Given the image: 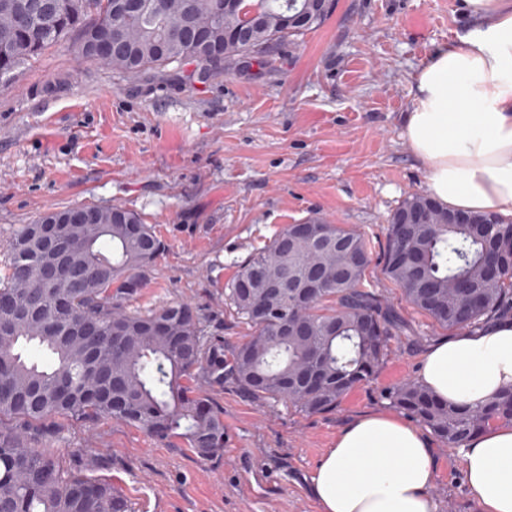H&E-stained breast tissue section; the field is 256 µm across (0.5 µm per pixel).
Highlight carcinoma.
Here are the masks:
<instances>
[{
  "label": "carcinoma",
  "mask_w": 512,
  "mask_h": 512,
  "mask_svg": "<svg viewBox=\"0 0 512 512\" xmlns=\"http://www.w3.org/2000/svg\"><path fill=\"white\" fill-rule=\"evenodd\" d=\"M0 0V83L29 59L77 33V57L133 77L180 69L204 80L240 63H271L290 38L320 27L323 0ZM199 27L204 41L193 39ZM96 220L64 224L56 238L21 224L3 252L0 280V512H133L108 481L76 472L33 447L46 422L116 419L160 443L182 440L211 458L224 449V411L211 393L232 386L253 401L304 414L336 410L383 364L397 311L365 287L366 238L310 217L290 224L240 265L226 305L252 334L226 346L206 336L193 308L146 313L129 302L165 246L139 213L99 207ZM497 254L500 271L486 265ZM382 271L413 307L447 330L479 329L512 312V222L460 215L427 195L406 198L390 219ZM287 277L293 288H273ZM288 335H283V322ZM52 357L39 365L20 348ZM385 399L458 448L492 422L512 423V389L477 406L439 400L416 380Z\"/></svg>",
  "instance_id": "obj_1"
}]
</instances>
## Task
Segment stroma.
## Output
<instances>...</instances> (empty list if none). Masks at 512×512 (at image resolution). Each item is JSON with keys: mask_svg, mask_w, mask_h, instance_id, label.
Listing matches in <instances>:
<instances>
[{"mask_svg": "<svg viewBox=\"0 0 512 512\" xmlns=\"http://www.w3.org/2000/svg\"><path fill=\"white\" fill-rule=\"evenodd\" d=\"M466 23L463 0H337L319 29L282 44L273 65L208 82L174 70L130 78L79 59L71 41L46 48L0 84V248L12 229L82 205L141 214L165 250L131 308L183 301L225 345L250 328L224 288L250 254L317 215L365 235L374 255L389 220L426 168L402 138L411 75ZM365 285L412 329L394 337L374 378L335 412L300 414L218 393L227 440L210 459L111 419L68 422L39 449L92 466L135 512H319L311 478L337 435L361 415L391 412L383 393L419 377L444 337L371 263ZM437 512H479L457 449L431 441Z\"/></svg>", "mask_w": 512, "mask_h": 512, "instance_id": "35a3bbf8", "label": "stroma"}]
</instances>
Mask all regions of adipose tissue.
Masks as SVG:
<instances>
[{
	"mask_svg": "<svg viewBox=\"0 0 512 512\" xmlns=\"http://www.w3.org/2000/svg\"><path fill=\"white\" fill-rule=\"evenodd\" d=\"M467 24L411 76L403 137L433 199L463 214L512 216V0H463ZM423 384L440 400L482 405L512 387V315L434 342ZM481 512H512V425L461 446ZM434 459L415 425L377 412L347 426L312 478L319 512H434Z\"/></svg>",
	"mask_w": 512,
	"mask_h": 512,
	"instance_id": "adipose-tissue-1",
	"label": "adipose tissue"
}]
</instances>
